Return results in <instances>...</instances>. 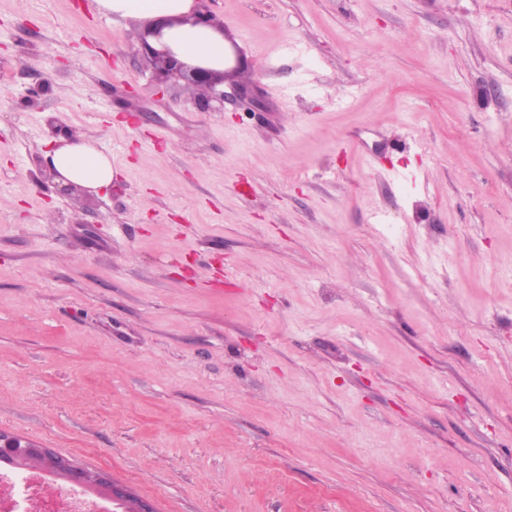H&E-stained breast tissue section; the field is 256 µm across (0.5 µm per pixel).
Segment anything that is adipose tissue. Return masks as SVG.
I'll list each match as a JSON object with an SVG mask.
<instances>
[{"label": "adipose tissue", "mask_w": 512, "mask_h": 512, "mask_svg": "<svg viewBox=\"0 0 512 512\" xmlns=\"http://www.w3.org/2000/svg\"><path fill=\"white\" fill-rule=\"evenodd\" d=\"M100 10L141 23L168 20L163 39L181 59L219 67L224 63L228 45L222 33L201 24L184 22L193 9V0H98ZM50 162L65 181L97 189L111 184L112 159L91 142L63 141L50 152Z\"/></svg>", "instance_id": "1"}]
</instances>
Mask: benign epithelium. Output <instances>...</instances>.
<instances>
[{
  "instance_id": "benign-epithelium-1",
  "label": "benign epithelium",
  "mask_w": 512,
  "mask_h": 512,
  "mask_svg": "<svg viewBox=\"0 0 512 512\" xmlns=\"http://www.w3.org/2000/svg\"><path fill=\"white\" fill-rule=\"evenodd\" d=\"M160 38L159 28H144L138 37L135 52L153 60L158 68L160 81L185 80L202 88V94L197 99L198 106L205 110L210 108V98L205 91L212 90L224 82L229 73L242 66L240 57L235 60L224 59V68L216 69L206 64L188 65L176 56V53L166 44L160 42L154 46L149 38ZM30 454L42 458L40 469L49 477L61 478L71 486L82 489H96L100 494L112 501V505L120 512H156L153 501L135 495V491L127 484L114 481L105 473L90 471L78 466L71 459L58 454L51 448L43 447L20 435L0 430V459L21 463Z\"/></svg>"
}]
</instances>
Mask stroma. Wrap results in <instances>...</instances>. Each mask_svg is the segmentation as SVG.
<instances>
[{"instance_id":"35a3bbf8","label":"stroma","mask_w":512,"mask_h":512,"mask_svg":"<svg viewBox=\"0 0 512 512\" xmlns=\"http://www.w3.org/2000/svg\"><path fill=\"white\" fill-rule=\"evenodd\" d=\"M81 2L0 0V430L157 512H512V0H194L206 112ZM62 141L58 148L48 153V157L52 166L64 178L63 183L74 184L64 185L63 192L77 186L98 189L112 183V158L109 155L89 141L81 139L70 142L65 138Z\"/></svg>"}]
</instances>
